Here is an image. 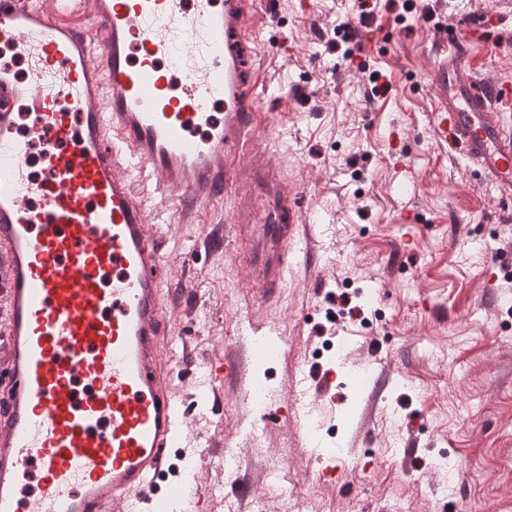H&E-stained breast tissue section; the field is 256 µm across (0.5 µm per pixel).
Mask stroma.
Here are the masks:
<instances>
[{
  "label": "stroma",
  "instance_id": "obj_1",
  "mask_svg": "<svg viewBox=\"0 0 512 512\" xmlns=\"http://www.w3.org/2000/svg\"><path fill=\"white\" fill-rule=\"evenodd\" d=\"M368 10L367 24L358 0H281L263 33L264 144L323 233L314 278L296 275L267 303L244 269L246 238L199 257L189 279L197 225L170 242L186 284L178 330L198 351L221 358L263 321L287 344L249 378L292 408L287 425L253 431L255 415L234 392L219 411L204 394L193 401L199 430L222 431L238 466L175 448L162 490L175 495L197 471L209 512H295L282 498L255 502L256 488L285 480L302 512H512V207L452 149L427 82L436 37L450 29L481 52L475 78L512 87V0H377ZM491 11L499 24L472 27ZM342 21L357 46L349 62L326 50ZM296 89L279 123L281 97ZM404 208L417 223H396ZM342 291L362 319L328 321V295ZM361 366L381 383L370 408L350 378ZM310 417L342 458L317 455ZM334 462L342 481H321Z\"/></svg>",
  "mask_w": 512,
  "mask_h": 512
}]
</instances>
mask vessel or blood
I'll return each instance as SVG.
<instances>
[{
  "instance_id": "obj_1",
  "label": "vessel or blood",
  "mask_w": 512,
  "mask_h": 512,
  "mask_svg": "<svg viewBox=\"0 0 512 512\" xmlns=\"http://www.w3.org/2000/svg\"><path fill=\"white\" fill-rule=\"evenodd\" d=\"M276 0H0V512H158L169 449L223 457L181 412L199 363L213 409L277 343L219 360L176 336L174 228L223 246L252 227L253 292L279 296L316 230L261 142L251 57ZM476 57L443 41L428 78L463 158L512 202V125ZM223 109L212 112L214 102ZM233 199L229 218L199 224Z\"/></svg>"
}]
</instances>
